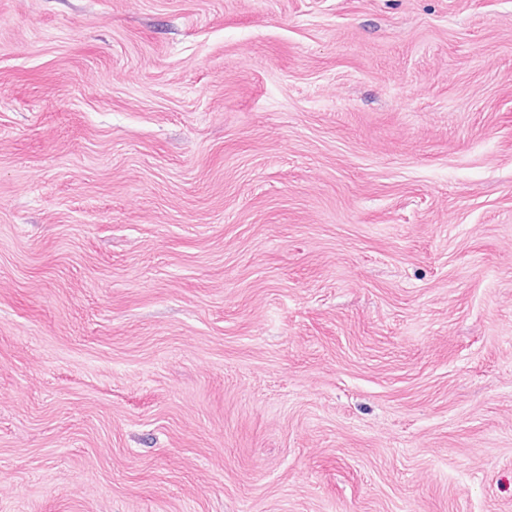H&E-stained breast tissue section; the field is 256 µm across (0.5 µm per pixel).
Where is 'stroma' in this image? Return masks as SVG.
Wrapping results in <instances>:
<instances>
[{
  "instance_id": "obj_1",
  "label": "stroma",
  "mask_w": 512,
  "mask_h": 512,
  "mask_svg": "<svg viewBox=\"0 0 512 512\" xmlns=\"http://www.w3.org/2000/svg\"><path fill=\"white\" fill-rule=\"evenodd\" d=\"M0 512H512V0H0Z\"/></svg>"
}]
</instances>
